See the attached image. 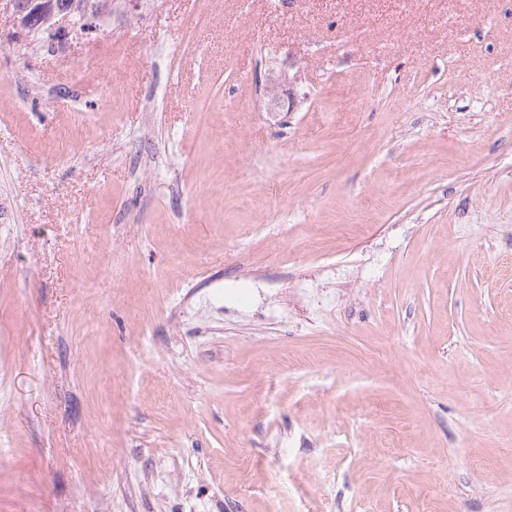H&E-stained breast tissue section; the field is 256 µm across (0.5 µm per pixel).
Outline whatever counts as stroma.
Here are the masks:
<instances>
[{
  "mask_svg": "<svg viewBox=\"0 0 512 512\" xmlns=\"http://www.w3.org/2000/svg\"><path fill=\"white\" fill-rule=\"evenodd\" d=\"M8 21L0 512H512V0ZM296 77H290L288 69L269 70L266 74L265 85L272 89V94L265 101L269 112H289L296 104L293 84ZM289 108V109H288Z\"/></svg>",
  "mask_w": 512,
  "mask_h": 512,
  "instance_id": "35a3bbf8",
  "label": "stroma"
}]
</instances>
